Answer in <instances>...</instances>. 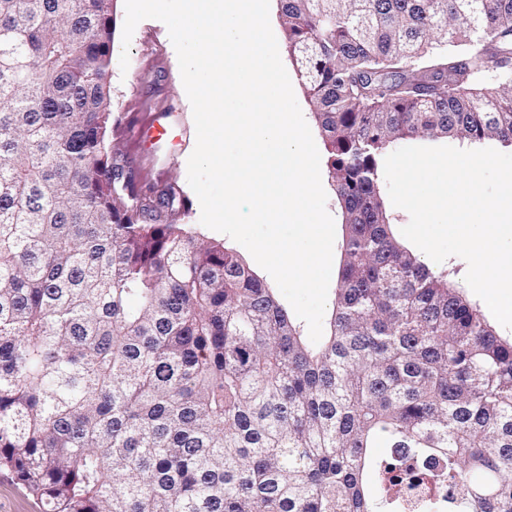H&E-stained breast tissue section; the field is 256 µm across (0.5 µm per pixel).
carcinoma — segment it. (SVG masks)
I'll list each match as a JSON object with an SVG mask.
<instances>
[{
  "label": "carcinoma",
  "instance_id": "cac0c4a2",
  "mask_svg": "<svg viewBox=\"0 0 512 512\" xmlns=\"http://www.w3.org/2000/svg\"><path fill=\"white\" fill-rule=\"evenodd\" d=\"M277 2L345 224L317 344L112 152L116 0H0V471L43 512H400L394 470L512 512V343L379 187L413 136L512 149V0ZM380 192L381 197L383 199L384 205L391 215L392 223L394 224L393 228L398 239L404 245V243L409 247L407 248L413 255L418 257L421 261H423L433 272L440 273H450L451 280L454 281L458 286H460L459 291L465 296V298L471 303H476L480 306L483 314L486 317V320L491 325L495 333L501 337V339L512 342V329H508L503 327L500 323L496 321L495 318L490 316L484 308L483 300L476 296L469 286L466 284L464 277L468 270L467 262L458 256H452L446 259L441 264L434 263L427 255H425L422 251H420L415 245H413L410 241H408L401 233V228L405 226L409 222V214L395 206L391 203L389 198L387 183L385 180V176L383 175L380 180Z\"/></svg>",
  "mask_w": 512,
  "mask_h": 512
}]
</instances>
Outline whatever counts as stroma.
<instances>
[{"label":"stroma","mask_w":512,"mask_h":512,"mask_svg":"<svg viewBox=\"0 0 512 512\" xmlns=\"http://www.w3.org/2000/svg\"><path fill=\"white\" fill-rule=\"evenodd\" d=\"M128 54V67H121V54ZM113 62L110 68L113 113L118 120H125L135 111L173 112L175 140L173 156L164 153H144L134 160L140 177L154 183L178 185L187 201V210L181 217L187 231L209 242L224 244L247 265L253 266L256 275L267 287L275 281L263 268L257 267L254 258L242 245L228 235L211 230L201 221L198 198L187 181V157L196 145L194 120L184 103L181 93V74L178 71L166 25L156 19L138 23L130 44L121 38L113 40Z\"/></svg>","instance_id":"35a3bbf8"}]
</instances>
